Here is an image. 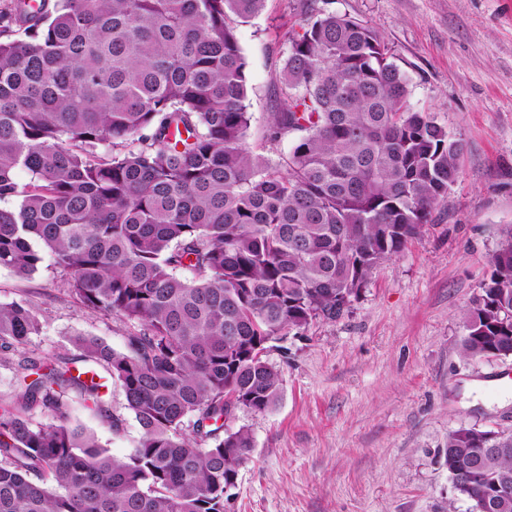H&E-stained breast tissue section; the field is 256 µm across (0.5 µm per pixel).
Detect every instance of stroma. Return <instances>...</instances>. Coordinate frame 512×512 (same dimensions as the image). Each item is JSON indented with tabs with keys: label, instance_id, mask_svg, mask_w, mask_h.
Wrapping results in <instances>:
<instances>
[{
	"label": "stroma",
	"instance_id": "obj_1",
	"mask_svg": "<svg viewBox=\"0 0 512 512\" xmlns=\"http://www.w3.org/2000/svg\"><path fill=\"white\" fill-rule=\"evenodd\" d=\"M311 7L267 0L238 28L253 151H268L270 115L283 102L275 76L284 34ZM326 9L371 26L407 76L414 108L466 149L422 235L377 265L341 318L270 352L283 393L272 410H240L231 421L254 439L231 512H471L448 476L449 433L512 431V400L501 403L494 385L512 381V358L461 353L462 314L490 273L500 228L512 225V0H329ZM20 299L45 318L33 339L42 356L67 349L76 332L124 346L120 322L81 308L50 263L28 277L0 268V302ZM109 390L120 431L76 400L69 417L123 457L140 427L119 384Z\"/></svg>",
	"mask_w": 512,
	"mask_h": 512
}]
</instances>
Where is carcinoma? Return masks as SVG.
I'll return each instance as SVG.
<instances>
[{"mask_svg": "<svg viewBox=\"0 0 512 512\" xmlns=\"http://www.w3.org/2000/svg\"><path fill=\"white\" fill-rule=\"evenodd\" d=\"M265 4L0 11V267L30 276L48 257L82 308L125 325L121 350L78 334L77 354L45 360L28 349L40 312L0 303L20 386L0 401V512H226L254 448L227 420L281 398L268 351L347 311L456 181L462 141L412 106L375 30L324 9L289 28L276 76L267 142L297 137L277 161L253 152L236 27ZM490 267L463 313L467 358L512 357V227ZM110 379L141 430L125 457L68 417L75 396L119 431ZM446 455L474 512L512 488V432L460 427Z\"/></svg>", "mask_w": 512, "mask_h": 512, "instance_id": "obj_1", "label": "carcinoma"}]
</instances>
